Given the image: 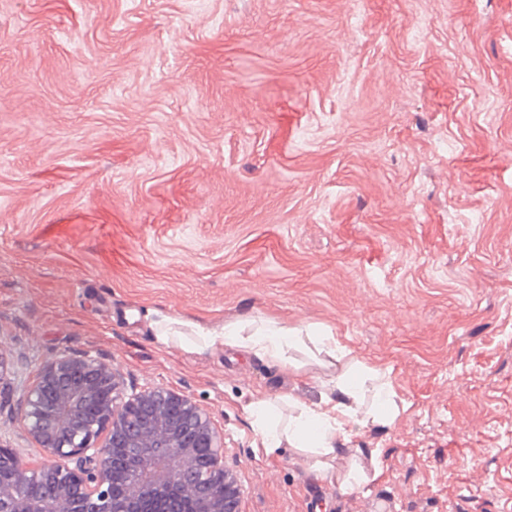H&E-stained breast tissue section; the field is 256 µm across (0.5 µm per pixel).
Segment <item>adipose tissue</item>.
Masks as SVG:
<instances>
[{"label": "adipose tissue", "mask_w": 512, "mask_h": 512, "mask_svg": "<svg viewBox=\"0 0 512 512\" xmlns=\"http://www.w3.org/2000/svg\"><path fill=\"white\" fill-rule=\"evenodd\" d=\"M158 341L165 347L203 351L221 344L253 354L289 373H300L303 365L297 359L300 351L321 365L339 366L336 376L335 398L313 405L297 402L287 425H280L273 415L274 405L262 399L252 404L250 413L253 426L261 439L265 452H272L282 445L311 455L316 466H328L341 451L340 439L359 416L370 421L395 419L398 407L392 406L378 412H362L364 382H374L379 395L389 393L391 384L385 373L371 367L353 369L348 354L335 337L312 330L290 328L273 320H247L231 323L221 328H188L186 322L173 317L162 318L158 323Z\"/></svg>", "instance_id": "ef3b65f1"}]
</instances>
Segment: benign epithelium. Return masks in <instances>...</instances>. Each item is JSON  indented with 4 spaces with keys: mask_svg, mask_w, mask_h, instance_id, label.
I'll list each match as a JSON object with an SVG mask.
<instances>
[{
    "mask_svg": "<svg viewBox=\"0 0 512 512\" xmlns=\"http://www.w3.org/2000/svg\"><path fill=\"white\" fill-rule=\"evenodd\" d=\"M17 376L0 351V394ZM15 422L40 450L0 448V512H31L33 493L51 512H142L172 486L198 500L201 512L224 510V438L210 413L164 387L124 395L119 369L84 353L46 358L24 390ZM125 448L131 467L114 464ZM124 485L113 495V483Z\"/></svg>",
    "mask_w": 512,
    "mask_h": 512,
    "instance_id": "1",
    "label": "benign epithelium"
}]
</instances>
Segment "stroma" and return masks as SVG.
Here are the masks:
<instances>
[{
  "label": "stroma",
  "mask_w": 512,
  "mask_h": 512,
  "mask_svg": "<svg viewBox=\"0 0 512 512\" xmlns=\"http://www.w3.org/2000/svg\"><path fill=\"white\" fill-rule=\"evenodd\" d=\"M165 316L332 334L400 412L266 454L250 404L336 368ZM0 350L191 397L243 512H512V0H0Z\"/></svg>",
  "instance_id": "35a3bbf8"
}]
</instances>
